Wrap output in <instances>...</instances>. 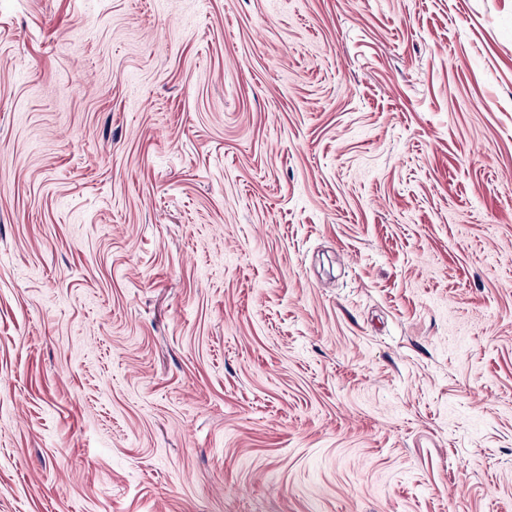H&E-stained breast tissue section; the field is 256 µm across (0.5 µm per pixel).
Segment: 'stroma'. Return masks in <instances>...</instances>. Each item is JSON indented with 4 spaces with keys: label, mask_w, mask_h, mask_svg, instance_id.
<instances>
[{
    "label": "stroma",
    "mask_w": 512,
    "mask_h": 512,
    "mask_svg": "<svg viewBox=\"0 0 512 512\" xmlns=\"http://www.w3.org/2000/svg\"><path fill=\"white\" fill-rule=\"evenodd\" d=\"M0 512H512V0H0Z\"/></svg>",
    "instance_id": "stroma-1"
}]
</instances>
